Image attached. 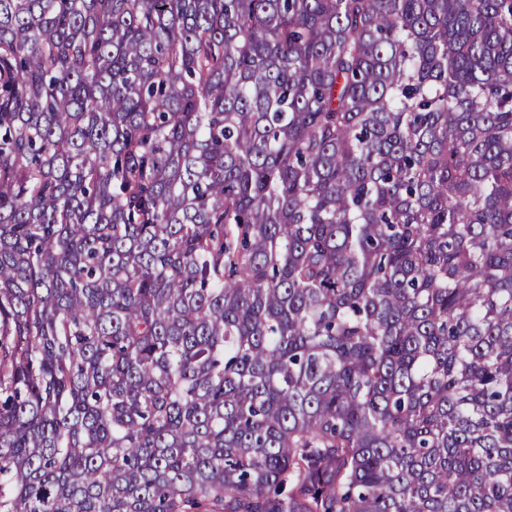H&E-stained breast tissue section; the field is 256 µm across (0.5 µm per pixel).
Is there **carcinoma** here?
Listing matches in <instances>:
<instances>
[{
    "instance_id": "obj_1",
    "label": "carcinoma",
    "mask_w": 512,
    "mask_h": 512,
    "mask_svg": "<svg viewBox=\"0 0 512 512\" xmlns=\"http://www.w3.org/2000/svg\"><path fill=\"white\" fill-rule=\"evenodd\" d=\"M0 512H512V0H0Z\"/></svg>"
}]
</instances>
